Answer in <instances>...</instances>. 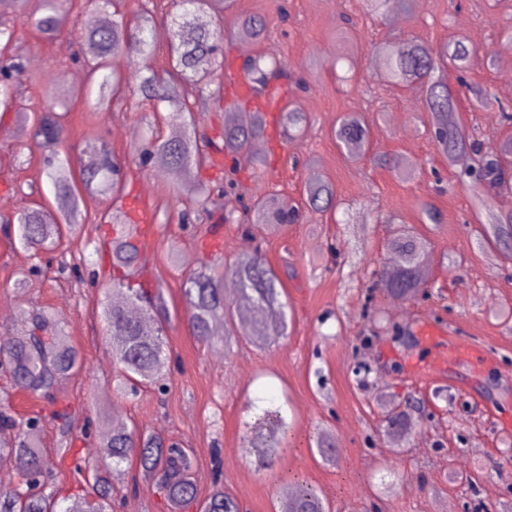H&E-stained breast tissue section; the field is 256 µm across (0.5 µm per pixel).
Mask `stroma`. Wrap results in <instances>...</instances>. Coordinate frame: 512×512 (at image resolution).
Returning a JSON list of instances; mask_svg holds the SVG:
<instances>
[{
	"label": "stroma",
	"instance_id": "35a3bbf8",
	"mask_svg": "<svg viewBox=\"0 0 512 512\" xmlns=\"http://www.w3.org/2000/svg\"><path fill=\"white\" fill-rule=\"evenodd\" d=\"M251 15L266 19L265 39L250 51L277 57L303 77L306 89L291 97L306 121L289 136L268 131L261 148L247 151L240 173L245 195L275 192L303 209L299 223L260 225L252 236L225 226L224 243L212 253L232 266L261 245L279 275L290 304L287 336L253 344L239 335L224 351L195 339L182 300L185 275L198 267L200 228L178 222L188 200L177 196L174 179L157 169L133 171L138 207L153 224L148 234L147 277L165 290L168 321L165 348L180 369L164 388L144 389L134 398L112 393V345L100 317L108 295L107 255H95L98 231L84 224L66 234L55 258L20 244L0 230V334L14 331L21 311L45 307L63 321L83 365L58 396L76 415L65 428L49 420L45 399L13 387L0 374V407L17 419L44 415L43 448L56 453L74 441L99 465V438L108 423L125 425L192 448L199 499L213 489L214 456L223 460V488L244 512H273V501L294 478L319 488L334 512H512V251L480 247L462 168L448 164L432 139L418 86H388L377 66V47L418 37L438 47L464 38L479 50L466 74L469 82L500 88L503 74L487 59L500 32L512 24V0H398L385 17L369 15L362 0H235L224 26ZM85 15L72 13L68 29L53 38L17 25L22 53L37 50L19 87L15 112L0 117V217L21 205L57 208L30 125L16 111H34L52 92L46 73L65 90L70 112L67 142L72 167L83 155L82 133L94 124L85 88L74 87L81 72ZM355 113L369 127L366 157L346 160L334 131L340 117ZM174 119L168 107L153 108L125 96L99 126L121 157H131L137 136L149 128L167 136ZM416 164L412 178L382 166L385 158ZM329 181L339 206L333 213L305 210L310 177ZM433 203L437 224L422 221ZM412 227L424 244L428 297H382L383 315L409 324L434 322L455 341L486 352L479 368L464 363L438 370L436 349L417 342L411 350L394 344L364 315L372 271L386 263L394 228ZM83 261L82 278L60 271V261ZM98 280H91L92 270ZM28 273L25 291L14 288ZM373 366L366 379L353 373L358 362ZM420 398L414 434L393 447L380 431L386 407ZM281 405L299 428L294 450L266 470H257L245 446L254 406ZM324 425L336 441L335 465L324 464L308 447ZM114 486L117 512H167L152 480L138 477L136 462L124 465Z\"/></svg>",
	"mask_w": 512,
	"mask_h": 512
}]
</instances>
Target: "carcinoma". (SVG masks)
<instances>
[{"mask_svg": "<svg viewBox=\"0 0 512 512\" xmlns=\"http://www.w3.org/2000/svg\"><path fill=\"white\" fill-rule=\"evenodd\" d=\"M82 0H0V12L10 13L18 21L33 26L49 37L62 32L67 14ZM181 9L173 28L169 29L171 68L162 74L150 67L157 34L154 11L143 7L128 18L110 11L112 0H95L94 18L86 26L82 43L88 95L94 98V111L101 115L112 110L115 101L125 94L139 96L154 106L164 104L183 118V124L159 139L150 130L139 134V146L132 164L144 169L154 162L163 163L176 179L177 191L192 202V208L179 217L182 224L204 223L205 234L214 236L226 224H236L252 236L254 224H292L298 211L274 193L243 202L240 193L239 155L248 145L265 135L267 113L274 101L269 95L271 81L288 78L284 65L263 52L253 56L243 67L247 99L254 103L255 119L243 126L228 119L216 129L200 128L195 116L196 101L219 95L211 88L215 66L233 67L229 57H218L224 42V26H200L194 12L212 11L219 15L231 6L230 0H174ZM267 32L261 16L240 20L230 31V38L258 43ZM0 111L11 109L15 89L24 73L22 56L12 52L15 31L0 28ZM135 54L142 69L129 75L110 70V58ZM477 48L461 40L437 50L418 40L388 43L379 50V64L387 83L395 86L417 84L422 92L423 107L428 112L439 153L453 164L460 155H468L476 167L466 173L468 190L475 214L482 219L484 242L498 248L512 241V211H501L493 204V194L512 184V139L495 141L480 139L463 123L458 114V101L466 97L486 112H499L503 122H512V113L497 99L491 87L459 82L448 83L445 69L466 70ZM279 124L293 128L306 120L304 113L286 103L278 105ZM66 101L56 96L32 114L23 118L35 126L33 139L45 149L43 173L54 194L68 199L65 211L43 207H26L4 224H18L20 242L30 249L50 253L59 247L65 232H73L91 221L86 200L98 196L116 199L130 197L126 193L127 171L114 153L108 139L93 131L85 137L84 163L75 171L61 145L68 131ZM339 148L351 158L365 151L369 130L364 120L349 114L343 116L334 131ZM307 202L314 211L325 212L335 200L330 183L315 179L308 183ZM235 197L241 209L226 211L216 200ZM134 204L116 208L109 225L110 267L108 277L111 295L120 297L107 302L102 317L112 342L114 390L122 397L134 396L141 388L162 380L164 367V324L166 313L163 289L146 287L140 270L146 261V243L133 212ZM389 265L377 274L378 292L391 296L414 297L426 287V273L419 238L406 230L396 232L389 241ZM237 284L240 304L249 311L248 335L260 340L288 335V303L281 299L280 280L261 254L259 247L241 254L231 271ZM182 294L192 335L199 341L225 344V334L215 331L216 324L233 321L224 302V275L216 274L211 265L202 262L198 270L183 282ZM0 368L9 371L16 386L33 394L56 400L58 385L77 369V354L66 336L65 326L51 312L32 308L22 314V327L15 333L0 336ZM44 417L35 416L17 424L5 411H0V428L17 430L15 442L0 447V455L12 456L16 464L18 485L0 487V512H109L112 478L121 474V465L133 456L143 475L155 481L157 493L170 512H184L196 504L198 489L194 479V452L175 441L145 434L136 429L114 428L103 435L99 448L111 460L103 470H91L85 458L73 448H62L57 459L49 457L39 437ZM414 423L405 415L385 420L384 432L409 436ZM292 426L283 408L262 410L247 431V447L252 449L257 467L265 469L280 457L288 442ZM322 460L331 463L336 448L330 431L318 427L309 436ZM70 460L72 472L83 477L91 474L92 496L73 495L62 507L44 486L56 461ZM277 512H330V504L307 482H299L291 496L281 499ZM200 512H241L239 502L221 488L200 506Z\"/></svg>", "mask_w": 512, "mask_h": 512, "instance_id": "1", "label": "carcinoma"}]
</instances>
